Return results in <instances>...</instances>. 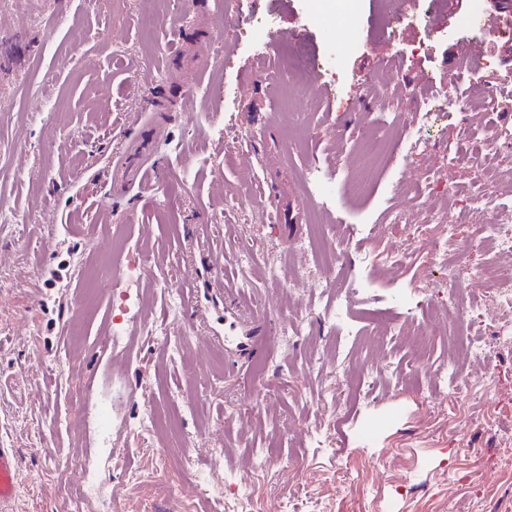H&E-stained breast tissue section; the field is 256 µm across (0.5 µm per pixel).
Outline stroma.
<instances>
[{"label": "stroma", "instance_id": "35a3bbf8", "mask_svg": "<svg viewBox=\"0 0 512 512\" xmlns=\"http://www.w3.org/2000/svg\"><path fill=\"white\" fill-rule=\"evenodd\" d=\"M351 13L339 23L323 0H8L0 445L19 459L14 512H512L508 324L461 282L459 322L482 320L480 355L461 360L438 334L437 227L407 248L388 221L456 215L460 182L485 222L512 213V188L483 192L490 154L450 163L461 126L512 130V109L445 98L512 89V14L501 0H463L451 18L419 0L403 27L379 0ZM272 27L288 40L266 46ZM463 41L479 49L467 69ZM394 111L404 131L371 159L361 144ZM416 135L426 152L411 150ZM147 141L152 188L116 181L114 161ZM316 219L348 234L330 271L308 243ZM117 230L154 284L148 313L113 263ZM457 232L449 263L493 259L483 224ZM298 270L348 292L335 317L326 298L283 287ZM380 315L401 333L368 345ZM288 318L304 335H281ZM186 449L190 474L176 464ZM473 106L478 107L484 112H488L492 109L503 108L501 101L490 95H480L474 97L470 94L457 95L448 93V107L459 110H469Z\"/></svg>", "mask_w": 512, "mask_h": 512}]
</instances>
